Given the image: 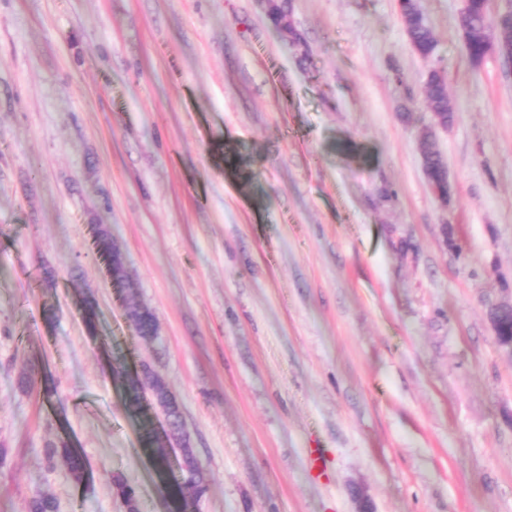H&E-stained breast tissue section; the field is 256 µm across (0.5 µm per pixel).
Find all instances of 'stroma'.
Here are the masks:
<instances>
[{"instance_id": "35a3bbf8", "label": "stroma", "mask_w": 512, "mask_h": 512, "mask_svg": "<svg viewBox=\"0 0 512 512\" xmlns=\"http://www.w3.org/2000/svg\"><path fill=\"white\" fill-rule=\"evenodd\" d=\"M419 4L430 60L396 0H288L282 28L262 0H0V512H127L118 479L169 512L119 364L180 406L192 512H512L487 315L512 299V66L470 62L464 0ZM61 439L83 482L49 461ZM418 3L407 2L402 5L405 28L412 46H416L424 59L433 57L436 50V41L426 21L419 16ZM441 70L433 68L429 71L424 85V95L427 106L431 112H440L452 119L453 113L448 106V95L444 85L439 81L438 72ZM421 153L423 157V163L427 164L428 167L430 168L431 177L434 180V182L442 187L448 185V192L442 191L439 188H437L434 185V183L430 181L428 177V172L425 169V173L433 193L442 203L448 204L452 195V184L449 180L447 168L440 154L433 148V145L431 143H427L424 149L421 151ZM98 252L104 255L108 262V270L114 285L122 287L127 279L126 267L122 261L121 253L112 245L108 237H101L97 243ZM130 318L136 334L140 338H157V327L153 314L145 308H136L130 312Z\"/></svg>"}]
</instances>
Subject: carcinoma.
<instances>
[{"mask_svg":"<svg viewBox=\"0 0 512 512\" xmlns=\"http://www.w3.org/2000/svg\"><path fill=\"white\" fill-rule=\"evenodd\" d=\"M420 6L409 2L402 5L405 28L412 45L416 46L422 58L433 57L436 50V41L427 22L419 16ZM491 22L489 14L484 11V5L479 0H471L469 6V25L473 36V42L468 46L467 53L477 59L486 56L490 47L481 42L482 32L485 26ZM424 95L427 106L432 112H440L444 115L451 112L448 106V95L444 85L439 81L438 69L429 71L424 85ZM423 163L430 168L431 177L435 183L445 187L448 185V171L440 156L428 143L422 150ZM98 252L104 255L108 262V270L114 285L121 287L127 279L126 267L122 261L121 253L112 245L107 237L103 236L97 243ZM130 318L136 334L140 338H157V327L153 314L145 308H136L130 312ZM497 331L500 334L498 342L509 340L512 333V310H503L494 314ZM111 380L119 382L124 388L128 405L135 411L142 410L146 397H151L152 403L162 409L166 418V439L174 440L183 449L188 478L182 483L172 485L176 494L170 506L172 512H183L189 502L204 495L207 485L202 472L197 466L194 450L190 448L184 437L183 420L177 405L170 401L165 382L149 368L145 367L139 373H131L124 366L115 367L111 374ZM144 449L152 455L155 470L161 480H166L169 470L168 454L160 445V439L152 429L146 427L143 433ZM49 459L59 458L68 469L73 478L80 482L85 473V463L78 451L69 446L65 440L52 445L48 451ZM28 512H56V504L53 497L43 495L32 499L28 503Z\"/></svg>","mask_w":512,"mask_h":512,"instance_id":"obj_1","label":"carcinoma"}]
</instances>
